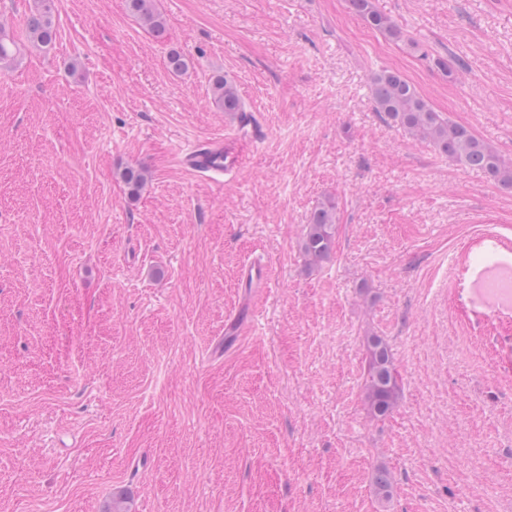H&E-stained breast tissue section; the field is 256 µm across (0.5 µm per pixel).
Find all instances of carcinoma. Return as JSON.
<instances>
[{
    "label": "carcinoma",
    "instance_id": "obj_1",
    "mask_svg": "<svg viewBox=\"0 0 512 512\" xmlns=\"http://www.w3.org/2000/svg\"><path fill=\"white\" fill-rule=\"evenodd\" d=\"M348 2L351 10L373 29L396 42L404 39L401 28L376 7L374 0ZM128 7L153 33L163 32L164 21L156 11L155 0H128ZM52 17L51 0H34V7L25 19V30L39 46H49L56 40ZM370 89L376 111L385 119L401 126L408 134L428 141L452 162L483 173L502 188L512 189V161L505 160L469 128L436 111L402 73L389 69L375 72L370 77ZM212 92L218 108L237 115L243 125L251 121L249 110L232 80L224 76L217 78ZM121 179L128 193L136 196L146 183V171L127 168L121 173ZM337 231L336 203L331 200L319 203L310 216L302 244L309 263L317 264L331 257ZM399 390L387 344L379 336L367 337L365 398L372 416L390 415Z\"/></svg>",
    "mask_w": 512,
    "mask_h": 512
}]
</instances>
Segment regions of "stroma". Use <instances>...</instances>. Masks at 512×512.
<instances>
[{
	"instance_id": "obj_1",
	"label": "stroma",
	"mask_w": 512,
	"mask_h": 512,
	"mask_svg": "<svg viewBox=\"0 0 512 512\" xmlns=\"http://www.w3.org/2000/svg\"><path fill=\"white\" fill-rule=\"evenodd\" d=\"M31 2L0 0L23 42L0 69V512H512V309L473 292L512 260V192L369 86L400 71L512 159V0H376L400 42L347 0H156L160 38L127 0H55L48 49L24 40ZM218 75L261 138L215 106ZM217 136L241 152L220 185L177 162ZM327 198L336 248L312 266ZM256 259L260 293L238 282ZM370 334L401 388L383 419ZM338 231L337 205L331 200L319 203L313 210L302 249L309 263L328 260L335 248ZM399 381L387 344L379 336L366 339L365 398L373 417L390 415L395 408Z\"/></svg>"
}]
</instances>
